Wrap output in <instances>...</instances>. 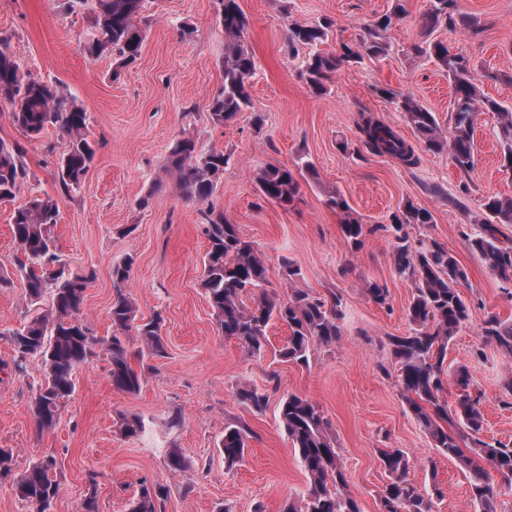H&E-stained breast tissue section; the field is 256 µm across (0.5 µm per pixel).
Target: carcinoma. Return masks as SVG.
<instances>
[{"label": "carcinoma", "instance_id": "obj_1", "mask_svg": "<svg viewBox=\"0 0 512 512\" xmlns=\"http://www.w3.org/2000/svg\"><path fill=\"white\" fill-rule=\"evenodd\" d=\"M425 27L442 23L454 28L462 25L476 28L471 18H457L455 0H432ZM220 24L228 42L224 46V81L213 95L208 117L222 125L248 110L251 97L248 80L254 74L255 61L243 43L245 17L237 0H222ZM145 8V0H95L92 38L85 50L93 57L105 54L119 56L113 70H120L137 60L141 48V29L137 18ZM392 17L379 18L352 48L343 45L339 51L325 52L318 46L329 39L332 23L323 21L313 26L292 24L288 27V48L299 45L310 48L304 75L313 92L325 91L328 77L344 65L362 56L386 54L389 44L383 36ZM419 55L435 58L448 75L454 91L453 123L449 138L439 133L433 113L403 95L382 91L395 108L404 113L419 143L429 151L448 149L453 164L468 174L475 168L474 116L478 112L498 114V137L503 149V163L512 170V111L483 94L477 83L475 67L462 53H450L441 42L423 41L414 45ZM0 98L10 107L9 118L29 140L40 138L47 126L61 133L57 178L62 191L69 193L82 184L96 154V143L87 135V112L65 96L61 86L35 79L24 73L9 50L8 41L0 38ZM368 150L388 155L405 165H414L418 156L413 145L393 129L370 119L359 126ZM26 151L18 141L0 138V201H11L29 178ZM228 157L222 150L201 153L196 140L184 136L171 146L165 168L173 174L183 195L204 205L200 210L209 248L203 261L202 285L216 316L222 334L236 339L253 354L266 346L267 328L277 321L287 326L288 341L278 350L284 362L308 363L310 348L316 344L332 345L341 336L340 313L336 296L321 299L309 292L292 288L285 295L265 288L268 268L261 250L244 239L237 225L224 217V212L210 204L217 184L224 174ZM315 174L312 163L305 161L294 172L268 165L256 173V186L266 200L282 207L292 205L300 192L299 178ZM328 204L346 215L341 225L346 244L358 248L365 232L386 230L383 224L370 229L349 217L348 202L338 195L328 197ZM478 223L483 232L471 239L486 268L512 296V245L496 236L497 224H512V197L491 195L485 199ZM59 206L50 196L32 195L11 215V232L17 245L14 274L20 276L28 298L39 302L52 293L49 308L34 315L18 329L9 332V340L17 357V367L29 358L42 364L33 414L40 429H50L59 420L63 400L75 389V372L95 355L100 347L110 359L109 377L112 387L126 394L140 391L142 376L131 366V358L162 357L165 344L162 320L137 321V307L126 292L134 264L132 257L112 266L115 296L109 309L114 334L107 338L94 336L82 316V306L93 274L68 272L56 252L52 228L58 224ZM431 214L409 202L392 216V229L399 233V244L392 253L397 271L414 279L415 288L408 306L411 332L389 337L394 358L399 364V385L412 413L429 435L433 447L443 456L458 461L471 477L472 500L476 512H497L496 499L500 485L512 486V444L488 443L481 438L484 416L481 393L468 391L469 375L465 368L453 372L460 387L453 408L445 399L447 373L444 364L448 346L458 331L472 317L470 304L461 295L458 284L466 273L457 259L437 243L419 241L413 246L402 234L408 224H429ZM256 293L252 306L242 296ZM364 293L375 304L389 306V289L372 283ZM135 330L140 350L134 355L121 335ZM480 336L505 357L512 358V322L491 315L483 320ZM237 400L245 407L261 411L268 395L256 387L242 385ZM279 418L294 451L308 476L306 494L298 502L290 501L284 512H361L357 500L347 491V481L339 455L328 432L327 421L309 399L289 394L281 398ZM120 432L127 437L145 432V424L136 415L120 418ZM248 429L242 424L224 426L220 452L224 464L231 469L243 462ZM390 482L378 493L380 512H432V499L409 477L408 460L398 448L378 450ZM167 466L178 473L188 461L177 448L167 452ZM55 460L46 457L34 463L16 483L22 500L44 504L50 512L59 494L53 478ZM168 495L160 483H142L130 505V512H160Z\"/></svg>", "mask_w": 512, "mask_h": 512}]
</instances>
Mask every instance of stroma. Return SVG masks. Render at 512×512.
Wrapping results in <instances>:
<instances>
[{
  "instance_id": "1",
  "label": "stroma",
  "mask_w": 512,
  "mask_h": 512,
  "mask_svg": "<svg viewBox=\"0 0 512 512\" xmlns=\"http://www.w3.org/2000/svg\"><path fill=\"white\" fill-rule=\"evenodd\" d=\"M405 12L393 16L396 3ZM247 18L244 42L256 69L249 80L251 107L216 125L207 112L224 79V31L220 0H147L144 39L136 62L113 75L115 59L90 57L84 49L92 33L93 4L78 0H0V37L23 71L64 85L88 115V135L97 153L81 186L62 193L49 146L60 134L50 127L24 141L0 101V138L25 143L30 178L14 202L0 203V267L12 269L17 246L10 217L33 194L52 196L60 209L53 235L69 270L93 274L82 313L95 335L112 333V267L125 256L135 263L128 291L143 319L161 316L166 354L132 361L144 372L140 391L114 389L105 351H97L75 374V390L50 429H39L32 412L41 362L16 366L8 330L48 308L49 299L30 303L22 281L0 288V448L14 451L12 477L0 479V512H30L14 491V478L36 461L56 460L60 492L51 512H82L95 495L97 512H129L142 482L167 487L165 512H282L307 489L300 460L279 419L282 396L310 399L327 420L343 464L348 489L362 512H379L378 492L388 480L378 458L397 448L409 460V476L432 494L433 512H475L469 474L437 454L402 397L398 367L388 339L410 330L407 307L414 288L398 274L395 238L383 229L406 203L431 212L432 223L405 228L411 242L433 241L448 250L467 274L459 290L473 316L448 348L449 369L466 367L484 394L485 441H512V407L505 405L503 380L512 359L479 336L490 315L512 320V296L502 291L469 245L480 233L473 218L487 196L512 197V172L502 166L498 116L478 113L474 121L476 165L463 174L447 151L415 150L417 165L371 153L358 128L373 117L404 139L414 135L403 113L384 90L412 98L433 112L442 134L452 125L453 88L446 72L414 44L443 42L467 55L481 89L512 108V0H457L459 12L476 18L478 32L440 26L426 32L430 0H238ZM393 21L385 37L387 55L363 57L326 82L323 93L309 90L303 75L307 48H288L290 24L334 22L325 51L355 45L363 30L383 15ZM264 125L255 128L253 116ZM190 136L200 151L224 150L228 163L211 201L244 238L261 250L269 289L298 286L341 301L342 336L336 344L314 346L304 365L280 361L275 352L288 339L287 327L268 329L267 348L255 355L222 335L202 286L208 240L200 203L184 198L174 176L164 170L177 138ZM313 163L315 178L302 181L293 205L263 199L255 175L270 164L295 168ZM468 193H460L461 183ZM341 194L352 217L379 225L359 249L343 239L342 213L328 206ZM300 269L289 282L288 267ZM390 291L388 307L369 299V283ZM484 347V358L473 355ZM269 395L261 411L241 405L240 384ZM140 416L144 434L126 437L117 429L119 413ZM229 422L246 424L250 440L243 463L226 468L219 444ZM181 449L192 469L173 473L166 451ZM98 485L90 487L89 473Z\"/></svg>"
}]
</instances>
